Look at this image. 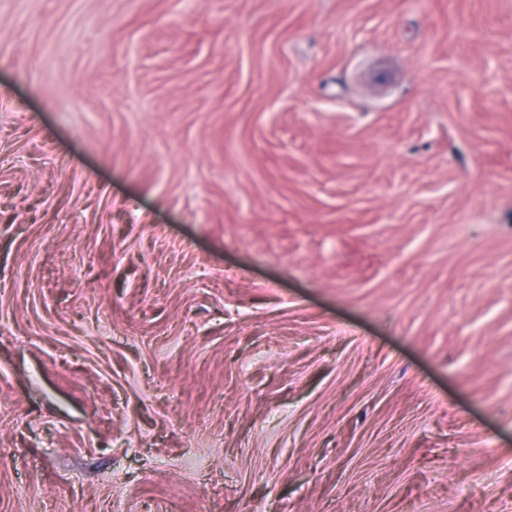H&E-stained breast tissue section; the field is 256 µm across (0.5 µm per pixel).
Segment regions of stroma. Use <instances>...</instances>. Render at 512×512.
<instances>
[{
    "label": "stroma",
    "instance_id": "1",
    "mask_svg": "<svg viewBox=\"0 0 512 512\" xmlns=\"http://www.w3.org/2000/svg\"><path fill=\"white\" fill-rule=\"evenodd\" d=\"M0 512H512V0H0Z\"/></svg>",
    "mask_w": 512,
    "mask_h": 512
}]
</instances>
